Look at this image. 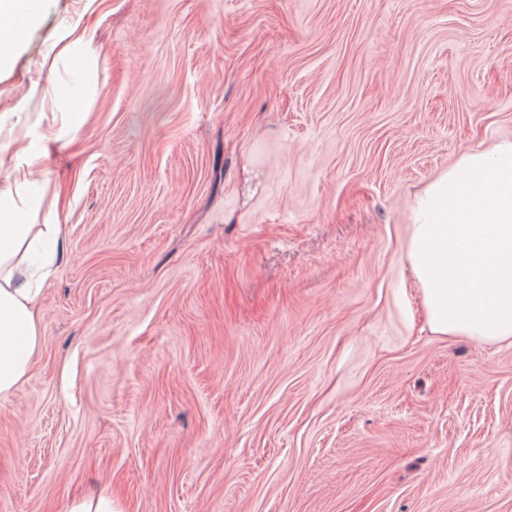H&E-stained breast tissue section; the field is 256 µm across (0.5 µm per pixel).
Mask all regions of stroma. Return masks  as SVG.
Listing matches in <instances>:
<instances>
[{
    "label": "stroma",
    "mask_w": 512,
    "mask_h": 512,
    "mask_svg": "<svg viewBox=\"0 0 512 512\" xmlns=\"http://www.w3.org/2000/svg\"><path fill=\"white\" fill-rule=\"evenodd\" d=\"M49 86L86 118L0 512H512V343L432 334L406 258L416 194L512 140V0H44L0 119ZM59 46L57 56L69 55L74 48L81 47L87 55L93 54L91 43L85 38V28L76 23L73 26L66 28L58 38L55 46ZM66 512H119L113 505L112 496L99 495L97 498L75 501Z\"/></svg>",
    "instance_id": "stroma-1"
}]
</instances>
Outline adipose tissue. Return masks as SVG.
Segmentation results:
<instances>
[{"label":"adipose tissue","instance_id":"ef3b65f1","mask_svg":"<svg viewBox=\"0 0 512 512\" xmlns=\"http://www.w3.org/2000/svg\"><path fill=\"white\" fill-rule=\"evenodd\" d=\"M42 0H0V66L16 44L15 29L34 21ZM57 117L15 140L17 164L0 172V400L26 381L41 336L34 277L57 260L63 227L28 217L40 202L28 193L50 163ZM408 260L431 331L486 342L512 341V140L471 152L416 197Z\"/></svg>","mask_w":512,"mask_h":512}]
</instances>
